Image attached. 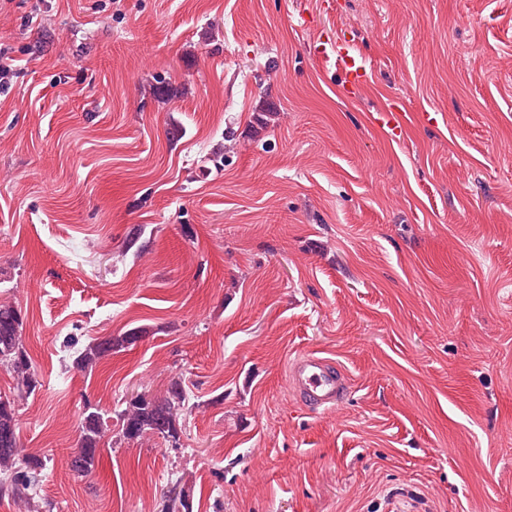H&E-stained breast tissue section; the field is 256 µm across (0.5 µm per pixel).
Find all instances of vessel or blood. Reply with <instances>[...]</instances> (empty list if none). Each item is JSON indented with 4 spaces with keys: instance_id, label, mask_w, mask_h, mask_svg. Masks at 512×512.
Segmentation results:
<instances>
[{
    "instance_id": "vessel-or-blood-1",
    "label": "vessel or blood",
    "mask_w": 512,
    "mask_h": 512,
    "mask_svg": "<svg viewBox=\"0 0 512 512\" xmlns=\"http://www.w3.org/2000/svg\"><path fill=\"white\" fill-rule=\"evenodd\" d=\"M312 56L318 67L337 69L350 82H362L368 75L365 62L355 53L345 32L318 38ZM290 380L302 402L323 410L341 405L349 391L347 376L334 362L313 354L292 361Z\"/></svg>"
}]
</instances>
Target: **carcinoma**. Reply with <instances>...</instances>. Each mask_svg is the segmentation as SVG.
Returning a JSON list of instances; mask_svg holds the SVG:
<instances>
[{"label":"carcinoma","mask_w":512,"mask_h":512,"mask_svg":"<svg viewBox=\"0 0 512 512\" xmlns=\"http://www.w3.org/2000/svg\"><path fill=\"white\" fill-rule=\"evenodd\" d=\"M25 316L21 309L6 303L0 304V365L10 368L17 378V385L24 393L35 392L38 380L31 370V361L23 342ZM148 334L143 327L129 330L125 335L95 339L76 352L74 365L93 370L112 353L130 345ZM186 405V390L175 380L169 384L161 399L136 397L126 402L118 412L122 436L138 440L146 435L164 439L176 448L179 445L181 426L179 417ZM78 448L69 461L71 471L88 476L95 470L100 457V443L104 437L101 413L85 406L78 424ZM45 468L44 459L36 454H24L19 448V426L13 405L0 400V494L17 497L32 495Z\"/></svg>","instance_id":"obj_1"}]
</instances>
